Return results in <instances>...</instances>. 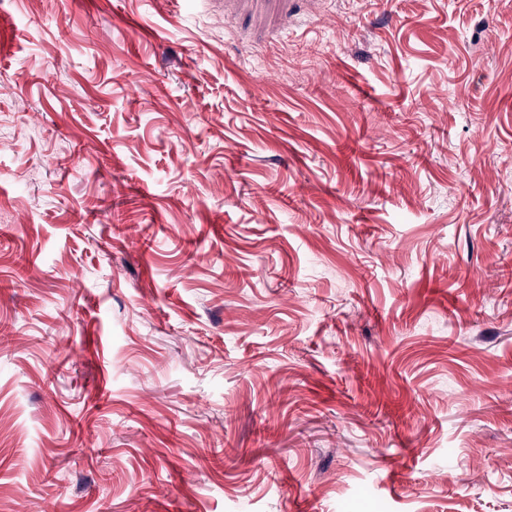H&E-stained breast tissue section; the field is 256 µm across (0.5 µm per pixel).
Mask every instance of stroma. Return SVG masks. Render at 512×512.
<instances>
[{"label": "stroma", "mask_w": 512, "mask_h": 512, "mask_svg": "<svg viewBox=\"0 0 512 512\" xmlns=\"http://www.w3.org/2000/svg\"><path fill=\"white\" fill-rule=\"evenodd\" d=\"M1 83L0 512H512V0H0Z\"/></svg>", "instance_id": "1"}]
</instances>
